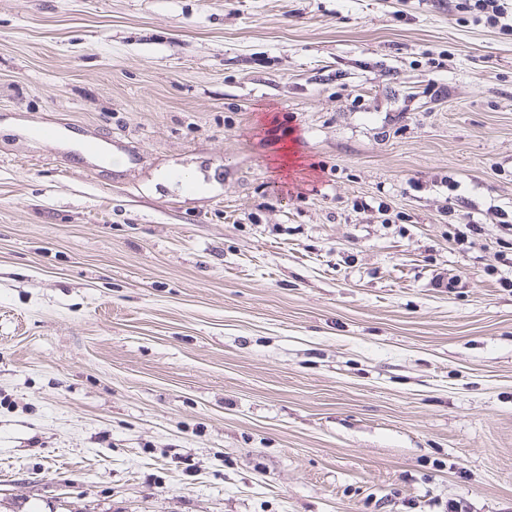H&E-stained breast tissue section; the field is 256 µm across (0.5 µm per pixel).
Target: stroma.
Here are the masks:
<instances>
[{
	"instance_id": "35a3bbf8",
	"label": "stroma",
	"mask_w": 512,
	"mask_h": 512,
	"mask_svg": "<svg viewBox=\"0 0 512 512\" xmlns=\"http://www.w3.org/2000/svg\"><path fill=\"white\" fill-rule=\"evenodd\" d=\"M501 207L466 0H0V512H512Z\"/></svg>"
}]
</instances>
